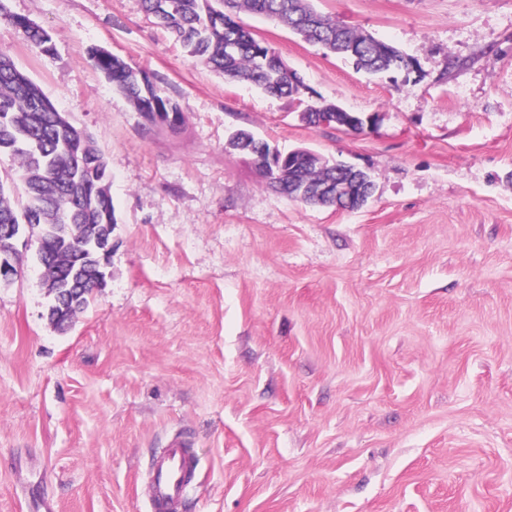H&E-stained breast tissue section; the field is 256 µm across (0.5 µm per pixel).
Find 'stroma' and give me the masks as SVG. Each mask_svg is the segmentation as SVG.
<instances>
[{
	"label": "stroma",
	"mask_w": 512,
	"mask_h": 512,
	"mask_svg": "<svg viewBox=\"0 0 512 512\" xmlns=\"http://www.w3.org/2000/svg\"><path fill=\"white\" fill-rule=\"evenodd\" d=\"M0 51L104 156L107 286L55 329L34 247L0 283V512H151L152 459L195 455L182 512H512V0H313L417 61L400 88L244 16L297 101L192 63L142 0H5ZM177 103L148 122L90 61ZM365 169L358 209L307 206L228 145ZM0 19L11 24L24 39L32 43L40 52L48 53L51 51V37L48 32L35 26L24 17L10 14L4 4V0L0 1ZM230 145L235 149L250 154L253 156L254 160L257 158L260 163L261 159L267 160L271 148L266 141L256 138L251 132L245 129H239L232 135ZM264 149L265 154H263Z\"/></svg>",
	"instance_id": "35a3bbf8"
}]
</instances>
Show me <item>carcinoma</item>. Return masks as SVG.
Listing matches in <instances>:
<instances>
[{
    "instance_id": "carcinoma-1",
    "label": "carcinoma",
    "mask_w": 512,
    "mask_h": 512,
    "mask_svg": "<svg viewBox=\"0 0 512 512\" xmlns=\"http://www.w3.org/2000/svg\"><path fill=\"white\" fill-rule=\"evenodd\" d=\"M181 44L194 62L224 75L229 82H250L264 93L290 97L304 103L305 84L267 44L257 40L237 13L278 21L308 42L350 61L358 71L385 78L399 88V77L415 65L412 57L381 40L368 42L362 32L313 12L308 0H143ZM0 19L11 24L40 52L51 51L48 32L7 11L0 0ZM94 66L135 107L151 118L176 123L181 109L140 69L108 53L91 56ZM87 137L58 112L53 102L4 53H0V155L18 161V179L26 204H12L0 181V224H29L38 228V244L54 253L57 261L44 270V282L67 285L77 264L79 225L99 224L111 235L116 223L107 180V165ZM230 145L261 160L270 145L245 129L237 130ZM288 184L319 183L336 178L338 163L318 157H301L285 165ZM92 288L83 289L76 306L53 305L48 318L59 329L68 328L78 312L88 306Z\"/></svg>"
}]
</instances>
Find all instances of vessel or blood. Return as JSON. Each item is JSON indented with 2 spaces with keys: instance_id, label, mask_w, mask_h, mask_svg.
Returning <instances> with one entry per match:
<instances>
[{
  "instance_id": "b4317fda",
  "label": "vessel or blood",
  "mask_w": 512,
  "mask_h": 512,
  "mask_svg": "<svg viewBox=\"0 0 512 512\" xmlns=\"http://www.w3.org/2000/svg\"><path fill=\"white\" fill-rule=\"evenodd\" d=\"M190 461L184 442L179 440L171 441L164 454L154 461L148 483L153 512H180Z\"/></svg>"
}]
</instances>
